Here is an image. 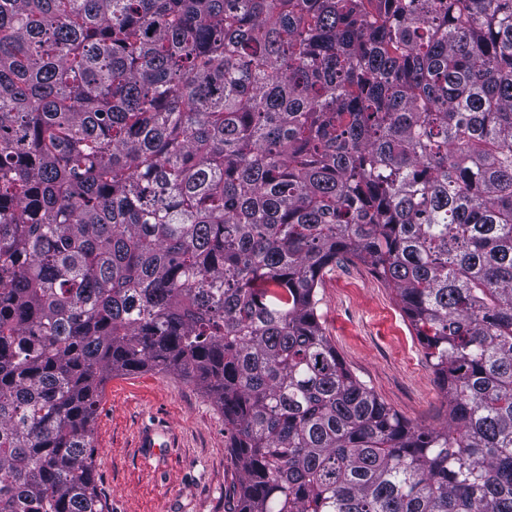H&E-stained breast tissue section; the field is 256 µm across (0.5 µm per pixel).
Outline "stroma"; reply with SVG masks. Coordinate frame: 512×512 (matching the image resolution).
Here are the masks:
<instances>
[{"mask_svg": "<svg viewBox=\"0 0 512 512\" xmlns=\"http://www.w3.org/2000/svg\"><path fill=\"white\" fill-rule=\"evenodd\" d=\"M317 293L321 324L347 367L410 423H443L444 396L393 291L354 259L328 268ZM156 424L174 446L141 457L138 437ZM93 436L109 512H235L238 467L224 412L197 384L152 371L112 377Z\"/></svg>", "mask_w": 512, "mask_h": 512, "instance_id": "obj_1", "label": "stroma"}]
</instances>
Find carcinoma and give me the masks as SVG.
<instances>
[{
  "instance_id": "cac0c4a2",
  "label": "carcinoma",
  "mask_w": 512,
  "mask_h": 512,
  "mask_svg": "<svg viewBox=\"0 0 512 512\" xmlns=\"http://www.w3.org/2000/svg\"><path fill=\"white\" fill-rule=\"evenodd\" d=\"M352 258L441 427L326 336ZM147 370L224 411L238 512H512V0H0V512H108Z\"/></svg>"
}]
</instances>
